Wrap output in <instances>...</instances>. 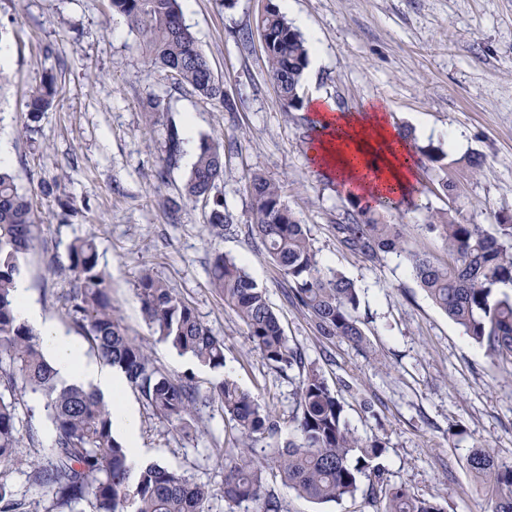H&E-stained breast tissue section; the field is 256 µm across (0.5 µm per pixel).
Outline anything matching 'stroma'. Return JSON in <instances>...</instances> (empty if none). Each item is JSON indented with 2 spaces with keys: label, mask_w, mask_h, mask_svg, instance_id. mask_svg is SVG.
<instances>
[{
  "label": "stroma",
  "mask_w": 512,
  "mask_h": 512,
  "mask_svg": "<svg viewBox=\"0 0 512 512\" xmlns=\"http://www.w3.org/2000/svg\"><path fill=\"white\" fill-rule=\"evenodd\" d=\"M262 0H182L185 23L234 112L178 87L151 70L139 39L109 0H0V139L7 167L44 219L21 276L44 319L80 347L88 342L66 317L70 244L94 240L109 275L112 315L129 336L147 342L167 374H193L209 386L218 375L289 418L296 406L294 371L268 364L246 328L211 288L214 251L241 263L265 288L290 343L321 367L345 403L357 435L386 444L378 459L382 479L441 503L446 512H485L488 497L467 465L478 448L512 465V366H492L485 350L448 320L419 288L405 256L371 263L337 243L336 218L349 207L336 182L309 158L313 112L284 111L270 81L256 18ZM289 23L317 45L300 95L322 96L338 109L385 105L394 127L411 131L417 146L447 155L456 192H445L434 163L420 157L417 187L390 216L407 225L409 242L439 260L444 245L426 230L431 214L452 211L468 223L494 224L512 214V0H291ZM58 75V94L38 122L28 116V94L45 72ZM170 94L162 124L149 125V93ZM193 138L224 135L237 149L224 160L218 186L239 220L212 238L204 207L169 202L189 171L193 152L166 167L167 124ZM483 157L476 171L466 156ZM283 185L284 197L307 224L323 268L343 273L361 290L359 316L365 348L319 336L305 310L286 295L287 281L248 236L253 172ZM195 308L224 343L217 372L178 355L153 336L137 295L143 268ZM134 410L144 463H157L208 486L210 512H225L224 450L232 431L220 409L199 406L196 433L187 435L157 417L125 388ZM282 512H376L364 495L314 503L273 481Z\"/></svg>",
  "instance_id": "1"
}]
</instances>
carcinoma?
I'll return each instance as SVG.
<instances>
[{"label":"carcinoma","mask_w":512,"mask_h":512,"mask_svg":"<svg viewBox=\"0 0 512 512\" xmlns=\"http://www.w3.org/2000/svg\"><path fill=\"white\" fill-rule=\"evenodd\" d=\"M110 2L138 35L153 68L234 111L233 103L225 99L224 83L215 78L182 20L180 0ZM257 29L264 36L267 73L284 111L300 110L299 89L309 64L305 38L272 2L261 13ZM57 82L58 76L50 73L30 91L32 119L53 107ZM146 110L157 122L170 111V104L153 92ZM184 144L182 132L168 126L164 146L168 166L179 162ZM225 156L224 139L201 138L180 190L181 197L203 204L213 237L223 236L236 223L224 198L216 193ZM245 190L250 201L248 231L288 278L291 302L309 313L319 335L363 346L360 288L342 273L321 266L307 225L289 208L278 182L255 173ZM349 205L345 217L332 225L344 250L369 262L388 254L405 256L434 305L486 350L493 365H512V294L505 292L512 288L511 215L489 225L464 223L449 211L432 215L425 228L445 245L448 262L442 264L409 246L407 225L387 220L385 206L356 198L349 199ZM38 223L31 197L18 187L13 173L1 167L0 465L21 464L20 408L25 405L23 394L30 391L45 398L46 424H26L29 445L37 449V457L27 463V477L49 503L46 512H209L212 493L208 487L192 484L156 463L131 466V448L116 435L109 405L92 389L59 384L38 333L17 319L14 284L21 260L33 246ZM67 260L72 275L68 318L98 358L120 369L157 416L188 434L200 404H213L223 411L236 432L232 446L224 449L227 512H237L244 502L256 504V512H279L276 498L266 489L269 474L316 503L353 498L361 491L360 478L370 476L385 443L363 439L349 427L344 405L327 385L321 368L306 364L299 347L289 343L265 289L242 266L214 251L210 284L271 366L298 369L296 409L289 420L288 439L282 442L280 416L235 381L220 377L204 392L191 375H167L151 359L147 345L125 333L112 317L109 277L99 265L93 241L74 240ZM137 290L158 341L213 370L224 368V343L167 283L145 269ZM259 442L267 444L262 456L255 451ZM469 466L489 493L490 512H512V466L499 464L482 450L470 457ZM367 493L383 503L382 512H443L437 503L402 486L376 481L368 485ZM0 512H24V503L2 477Z\"/></svg>","instance_id":"cac0c4a2"}]
</instances>
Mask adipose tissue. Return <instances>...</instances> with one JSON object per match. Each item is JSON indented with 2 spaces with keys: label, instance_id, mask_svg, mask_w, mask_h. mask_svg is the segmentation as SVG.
<instances>
[{
  "label": "adipose tissue",
  "instance_id": "1",
  "mask_svg": "<svg viewBox=\"0 0 512 512\" xmlns=\"http://www.w3.org/2000/svg\"><path fill=\"white\" fill-rule=\"evenodd\" d=\"M311 110L316 125L333 129L334 134L314 140L309 156L324 174L336 178L344 192L390 197L412 191L418 176L417 161L380 109L366 116L342 113L327 99L316 96L311 100ZM14 296L19 321L38 332L58 382L81 385L113 400V424L132 448L133 462H140L136 415L126 403L115 399L125 388L124 378L85 357L77 343L45 321L30 299L24 280H17Z\"/></svg>",
  "mask_w": 512,
  "mask_h": 512
}]
</instances>
